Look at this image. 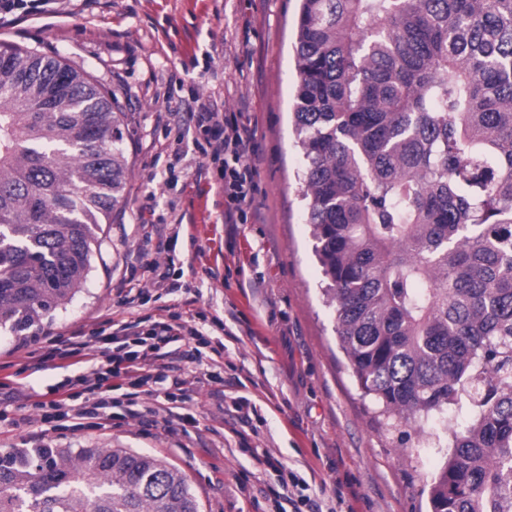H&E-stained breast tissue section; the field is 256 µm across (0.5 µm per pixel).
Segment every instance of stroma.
Segmentation results:
<instances>
[{
  "label": "stroma",
  "mask_w": 512,
  "mask_h": 512,
  "mask_svg": "<svg viewBox=\"0 0 512 512\" xmlns=\"http://www.w3.org/2000/svg\"><path fill=\"white\" fill-rule=\"evenodd\" d=\"M21 15L0 44L34 47L83 68L122 109L129 164L122 210L99 233L80 291L54 313L48 335L99 330L104 318L168 322L205 334L165 346L156 388L181 367L194 398L191 427L142 412L107 428L41 424L28 397L77 374L69 359L35 369L37 342L0 333V450L42 445L130 448L184 472L201 512H274L266 493L274 455L336 512H426L448 438L432 422L389 430L346 367L325 277L302 200V153L291 110L298 0H51ZM202 94L242 113L255 131L257 190L243 224L224 221L220 163L196 149L186 110ZM178 158L175 169L169 159ZM180 224L167 251L180 289L156 286L159 230ZM142 289L126 303L124 287ZM255 406L242 422L235 404Z\"/></svg>",
  "instance_id": "1"
}]
</instances>
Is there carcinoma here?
Masks as SVG:
<instances>
[{
    "label": "carcinoma",
    "mask_w": 512,
    "mask_h": 512,
    "mask_svg": "<svg viewBox=\"0 0 512 512\" xmlns=\"http://www.w3.org/2000/svg\"><path fill=\"white\" fill-rule=\"evenodd\" d=\"M294 130L336 335L380 415L446 428L428 512H512V0H302ZM119 106L0 46V331L38 336L123 204ZM468 407L462 428L448 409ZM0 512H200L131 448L0 451Z\"/></svg>",
    "instance_id": "1"
}]
</instances>
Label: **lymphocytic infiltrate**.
Here are the masks:
<instances>
[{"label":"lymphocytic infiltrate","instance_id":"lymphocytic-infiltrate-1","mask_svg":"<svg viewBox=\"0 0 512 512\" xmlns=\"http://www.w3.org/2000/svg\"><path fill=\"white\" fill-rule=\"evenodd\" d=\"M189 119L194 128L203 132L205 154L224 163V221L239 223L245 213L255 185L256 169L251 162L253 147L249 129L238 120L218 112L200 97H193L189 108ZM174 328L165 323L154 325L149 331H141L138 323H112L111 331L104 336L76 334L56 343L60 355L75 359L76 363H92L90 374L67 378L55 388L53 399L37 396L34 407L42 423L50 424L76 414L78 418L90 420L92 426L100 428L112 421L134 415L136 406L144 399L163 400L165 412L179 411V419L195 424L192 413L182 412L181 400L175 394L159 396L157 391L147 390V376L142 373V358L139 347L159 349L173 337ZM126 383L130 391L124 399L112 398V391L119 383ZM82 387L85 401L72 405L73 387Z\"/></svg>","mask_w":512,"mask_h":512}]
</instances>
